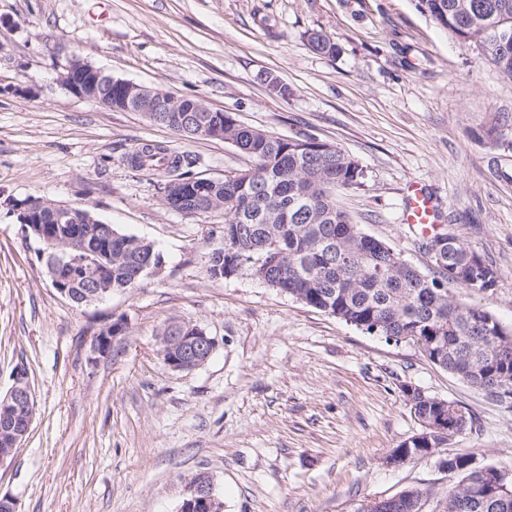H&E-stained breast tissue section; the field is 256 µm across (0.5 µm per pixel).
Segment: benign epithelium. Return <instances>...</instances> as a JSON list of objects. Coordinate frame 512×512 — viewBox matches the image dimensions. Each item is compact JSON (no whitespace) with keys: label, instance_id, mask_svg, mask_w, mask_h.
I'll return each instance as SVG.
<instances>
[{"label":"benign epithelium","instance_id":"7a95c632","mask_svg":"<svg viewBox=\"0 0 512 512\" xmlns=\"http://www.w3.org/2000/svg\"><path fill=\"white\" fill-rule=\"evenodd\" d=\"M115 85L126 94V101L135 105L134 111L143 113L149 120L160 121L159 113L170 112V103L165 101L158 89L116 78L111 73L97 68L75 56L63 72L58 75L60 86L66 91L93 101L99 105L103 101L97 96L99 82ZM41 201L28 198L15 200L11 207L19 216L24 235L43 237L41 227L32 223L30 214ZM54 213L66 217L71 222L94 224L96 219L87 208H75L54 201L49 202ZM64 260L50 257L46 264L47 274L52 279L57 292L70 298L68 286L61 276L60 266ZM84 276L91 289L85 301L93 303L103 298V276L100 267L88 266ZM124 332V324L114 321L103 327L92 344V354L103 357L109 346ZM162 353L166 355L167 367L175 372H189L204 365L215 352L218 342L200 326L188 321L175 320L167 325L160 338ZM33 421V406L30 398L28 374L19 368L13 374V384L5 396L0 398V465L11 458L29 433ZM179 512H224V503L216 490L213 476L207 471L197 473L187 484L186 493Z\"/></svg>","mask_w":512,"mask_h":512}]
</instances>
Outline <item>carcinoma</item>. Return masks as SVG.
I'll list each match as a JSON object with an SVG mask.
<instances>
[{"mask_svg": "<svg viewBox=\"0 0 512 512\" xmlns=\"http://www.w3.org/2000/svg\"><path fill=\"white\" fill-rule=\"evenodd\" d=\"M416 8L438 22L459 43L488 49L496 69L512 80V0H415ZM312 50L333 55L336 44L320 32L308 37ZM224 116L222 141L252 158L256 173L247 182L236 176L208 179L191 171L193 160L174 155L158 143L135 145L127 160L159 178L163 192L181 196L189 216L224 211L222 268H247L259 281L304 305L329 313L370 335L408 342L429 353L428 360L457 376L488 398L504 401L499 388L512 385V328L488 311L456 301L448 286L470 289L474 276L484 289L496 285V272L464 242L445 248L443 268L428 278L406 262L393 247L364 234L336 207L335 194L357 189L364 171L356 159L327 142H311L300 149L258 129H242L229 113L197 112L203 123ZM512 127V113L500 112L484 129L483 138L499 146L500 127ZM43 245L53 252L55 241L72 234V225L59 223L51 213L40 219ZM85 246L67 250L64 277L69 289L82 298L87 284L81 267L104 263L107 295L130 288L134 267L147 257H161L157 249L139 244L140 238L104 224L84 225ZM411 412L419 421L467 424L457 404L409 387ZM448 442L438 435L427 443L415 435L393 449L401 461L429 456V447ZM450 471L463 474L462 483L448 491L446 512H512V495L494 493L492 467H475L468 455L446 460Z\"/></svg>", "mask_w": 512, "mask_h": 512, "instance_id": "obj_1", "label": "carcinoma"}]
</instances>
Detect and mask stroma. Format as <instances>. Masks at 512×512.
Instances as JSON below:
<instances>
[{"mask_svg":"<svg viewBox=\"0 0 512 512\" xmlns=\"http://www.w3.org/2000/svg\"><path fill=\"white\" fill-rule=\"evenodd\" d=\"M316 31L334 55L311 50ZM75 56L275 136L303 131L347 151L365 179L337 192V206L430 276L402 221L408 185L422 183L441 223L496 272L495 288L464 302L512 327V150L482 138L496 113H512V80L414 0H0V395L23 368L36 400L28 437L0 465V496L18 512H177L188 480L207 471L224 512H359L408 489L423 492L422 512H442L462 476L439 458L467 454L512 475V403L250 270L211 278L223 212L172 210L157 177L126 156L162 144L214 179L248 158L66 92L56 79ZM269 75L290 96L271 93ZM28 196L153 241L163 274L74 305L9 207ZM117 319L124 335L94 357L99 329ZM176 319L218 341L190 372L162 361L160 333ZM407 386L455 402L469 422L435 456L392 466L391 451L422 430Z\"/></svg>","mask_w":512,"mask_h":512,"instance_id":"obj_1","label":"stroma"}]
</instances>
